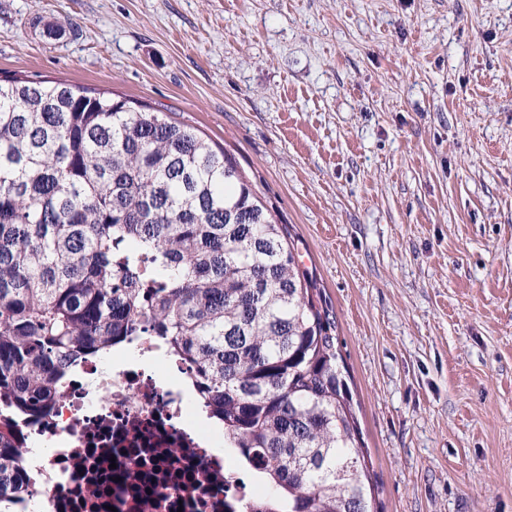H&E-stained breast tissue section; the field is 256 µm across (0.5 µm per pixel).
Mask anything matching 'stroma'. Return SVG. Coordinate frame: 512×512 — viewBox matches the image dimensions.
<instances>
[{
    "mask_svg": "<svg viewBox=\"0 0 512 512\" xmlns=\"http://www.w3.org/2000/svg\"><path fill=\"white\" fill-rule=\"evenodd\" d=\"M172 114L330 301L379 512H512V0H0V78Z\"/></svg>",
    "mask_w": 512,
    "mask_h": 512,
    "instance_id": "1",
    "label": "stroma"
}]
</instances>
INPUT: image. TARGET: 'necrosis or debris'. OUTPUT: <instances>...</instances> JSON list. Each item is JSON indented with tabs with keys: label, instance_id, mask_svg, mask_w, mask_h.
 <instances>
[{
	"label": "necrosis or debris",
	"instance_id": "obj_1",
	"mask_svg": "<svg viewBox=\"0 0 512 512\" xmlns=\"http://www.w3.org/2000/svg\"><path fill=\"white\" fill-rule=\"evenodd\" d=\"M191 376L151 336L82 359L46 414L14 420L25 488L10 512H244L260 492L214 452Z\"/></svg>",
	"mask_w": 512,
	"mask_h": 512
}]
</instances>
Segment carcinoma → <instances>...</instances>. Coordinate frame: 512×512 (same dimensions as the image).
<instances>
[{
    "label": "carcinoma",
    "instance_id": "obj_1",
    "mask_svg": "<svg viewBox=\"0 0 512 512\" xmlns=\"http://www.w3.org/2000/svg\"><path fill=\"white\" fill-rule=\"evenodd\" d=\"M225 149L109 91L0 79V399L46 410L84 356L157 337L194 368L250 512H374L336 316ZM0 430V506L22 490Z\"/></svg>",
    "mask_w": 512,
    "mask_h": 512
}]
</instances>
